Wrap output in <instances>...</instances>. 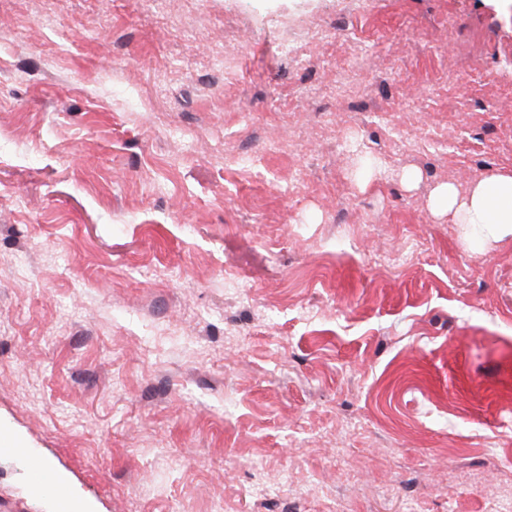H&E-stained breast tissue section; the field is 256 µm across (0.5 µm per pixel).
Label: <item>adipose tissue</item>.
Wrapping results in <instances>:
<instances>
[{"label":"adipose tissue","instance_id":"adipose-tissue-1","mask_svg":"<svg viewBox=\"0 0 512 512\" xmlns=\"http://www.w3.org/2000/svg\"><path fill=\"white\" fill-rule=\"evenodd\" d=\"M432 212L465 225L468 234L489 244L512 237V175L495 173L467 193L453 184L438 187L430 199Z\"/></svg>","mask_w":512,"mask_h":512}]
</instances>
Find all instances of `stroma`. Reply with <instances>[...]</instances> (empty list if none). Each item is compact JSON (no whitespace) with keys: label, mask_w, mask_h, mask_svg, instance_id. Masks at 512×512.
I'll use <instances>...</instances> for the list:
<instances>
[{"label":"stroma","mask_w":512,"mask_h":512,"mask_svg":"<svg viewBox=\"0 0 512 512\" xmlns=\"http://www.w3.org/2000/svg\"><path fill=\"white\" fill-rule=\"evenodd\" d=\"M493 172L512 0H0V512H512ZM432 212L466 226L465 237L487 245L512 237V175L495 173L478 181L466 194L453 184L438 187L430 199Z\"/></svg>","instance_id":"obj_1"}]
</instances>
